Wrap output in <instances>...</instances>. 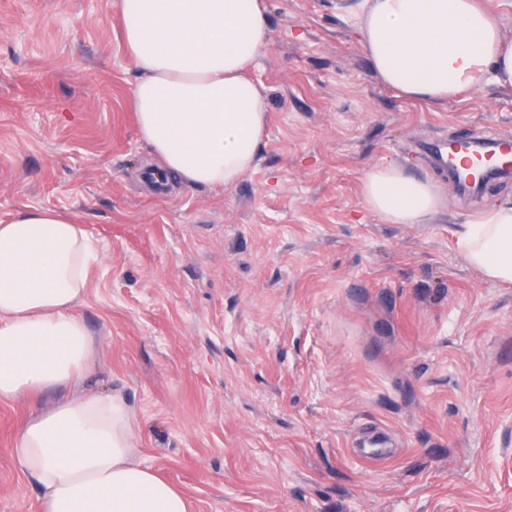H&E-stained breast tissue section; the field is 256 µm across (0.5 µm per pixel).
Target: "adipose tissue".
Wrapping results in <instances>:
<instances>
[{"mask_svg": "<svg viewBox=\"0 0 512 512\" xmlns=\"http://www.w3.org/2000/svg\"><path fill=\"white\" fill-rule=\"evenodd\" d=\"M118 13L140 73L131 107L141 141L174 183L234 185L258 164L268 121L266 89L245 73L269 45L261 0H118ZM359 29L376 74L405 97L441 103L512 86V44L477 0H365ZM362 194L395 224L427 223L448 204L393 165L367 170ZM456 243L486 279L512 284V206L467 222ZM100 261L72 215L27 207L0 223V401L81 383L95 345L76 308ZM137 443L127 402L96 392L31 414L10 454L38 487L39 512H190Z\"/></svg>", "mask_w": 512, "mask_h": 512, "instance_id": "ef3b65f1", "label": "adipose tissue"}]
</instances>
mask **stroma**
I'll list each match as a JSON object with an SVG mask.
<instances>
[{"instance_id":"35a3bbf8","label":"stroma","mask_w":512,"mask_h":512,"mask_svg":"<svg viewBox=\"0 0 512 512\" xmlns=\"http://www.w3.org/2000/svg\"><path fill=\"white\" fill-rule=\"evenodd\" d=\"M262 3L261 160L213 191L145 179L117 0H0V221L52 208L98 240L82 387L128 401L142 461L193 512H512V285L455 243L512 206V179L464 198L424 150L512 140V87L405 98L363 51L358 0ZM389 163L447 207L370 212L362 176ZM48 404L0 403V512H38L7 449Z\"/></svg>"}]
</instances>
